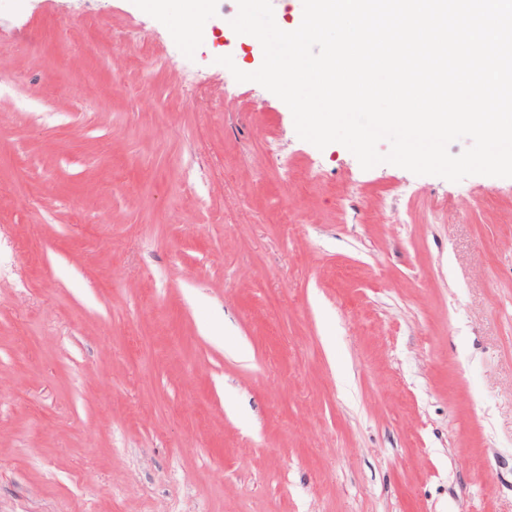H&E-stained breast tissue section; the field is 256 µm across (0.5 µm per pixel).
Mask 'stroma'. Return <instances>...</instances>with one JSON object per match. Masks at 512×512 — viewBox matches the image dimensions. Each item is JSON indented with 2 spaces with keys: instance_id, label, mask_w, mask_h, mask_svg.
Masks as SVG:
<instances>
[{
  "instance_id": "1",
  "label": "stroma",
  "mask_w": 512,
  "mask_h": 512,
  "mask_svg": "<svg viewBox=\"0 0 512 512\" xmlns=\"http://www.w3.org/2000/svg\"><path fill=\"white\" fill-rule=\"evenodd\" d=\"M172 25L0 0V512H512V178L363 169Z\"/></svg>"
}]
</instances>
